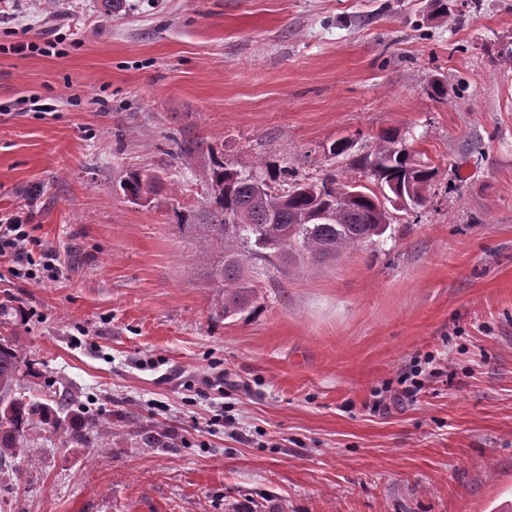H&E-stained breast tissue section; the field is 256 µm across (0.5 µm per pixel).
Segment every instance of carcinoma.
<instances>
[{
	"mask_svg": "<svg viewBox=\"0 0 512 512\" xmlns=\"http://www.w3.org/2000/svg\"><path fill=\"white\" fill-rule=\"evenodd\" d=\"M386 136L371 154L350 160V168L374 177L373 187L329 175L301 179L291 170L272 168L269 180L254 176L251 164L229 169L208 149L204 171L209 185L212 220L190 224L180 214L179 230L211 237L222 250L212 266L214 302L224 318L249 317L262 308L259 276L265 266L308 259L324 263L345 252L374 244L390 226L388 206L410 211L424 206L437 168L414 162L406 146ZM121 187L132 202L155 204L158 181L130 172ZM263 262L257 266V262ZM26 355L11 337L0 336V447L35 427L37 407L14 396Z\"/></svg>",
	"mask_w": 512,
	"mask_h": 512,
	"instance_id": "carcinoma-1",
	"label": "carcinoma"
}]
</instances>
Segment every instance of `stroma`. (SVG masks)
<instances>
[{
	"instance_id": "1",
	"label": "stroma",
	"mask_w": 512,
	"mask_h": 512,
	"mask_svg": "<svg viewBox=\"0 0 512 512\" xmlns=\"http://www.w3.org/2000/svg\"><path fill=\"white\" fill-rule=\"evenodd\" d=\"M100 4L0 12V210L36 198L63 266L0 278L19 394L61 427L12 448L0 512H512V0ZM55 29L59 52L10 50ZM389 132L438 170L426 207L223 318L215 243L177 227L209 220V156L178 141L314 181ZM135 170L163 177L155 206L118 190ZM427 351L447 377L380 397ZM90 417L108 428L68 441Z\"/></svg>"
}]
</instances>
